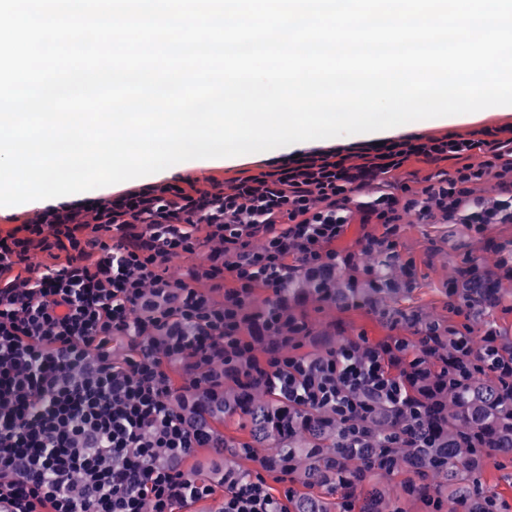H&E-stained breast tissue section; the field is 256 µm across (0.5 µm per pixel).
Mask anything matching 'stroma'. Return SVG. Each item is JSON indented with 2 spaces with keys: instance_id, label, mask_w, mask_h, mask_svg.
<instances>
[{
  "instance_id": "stroma-1",
  "label": "stroma",
  "mask_w": 512,
  "mask_h": 512,
  "mask_svg": "<svg viewBox=\"0 0 512 512\" xmlns=\"http://www.w3.org/2000/svg\"><path fill=\"white\" fill-rule=\"evenodd\" d=\"M512 122V106H493L477 112L418 120L380 131V138L410 133L440 134L449 130L461 132L482 127H497ZM296 145L279 147L267 153H250L221 162L191 160L178 173H166V180L175 176L206 177L212 169L223 168L225 177H234L237 170L263 158L285 157L296 153ZM402 259L412 261L413 277L409 291L395 303L399 310H418L428 314L448 312L446 288L456 279L465 257H475L486 268L498 269L502 260L512 257V224L491 225L483 234H475L462 224H405L398 237ZM308 317L315 333L308 345L323 352L338 348L349 337L362 334L379 340L391 332L388 323L367 308L342 310L308 304Z\"/></svg>"
}]
</instances>
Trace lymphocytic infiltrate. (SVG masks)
I'll list each match as a JSON object with an SVG mask.
<instances>
[{
	"label": "lymphocytic infiltrate",
	"instance_id": "f902f5d3",
	"mask_svg": "<svg viewBox=\"0 0 512 512\" xmlns=\"http://www.w3.org/2000/svg\"><path fill=\"white\" fill-rule=\"evenodd\" d=\"M454 160L453 173L421 188L392 183L409 162ZM207 188L186 177L136 185L108 196L59 201L0 228V501L12 512H176L213 489L184 468L196 449L215 447L179 407L249 349L241 327L266 313L248 306L257 289L274 305L296 270L349 269L339 248L349 225L362 251L396 257L401 224H462L483 233L512 224V123L484 131L405 134L313 148L259 164ZM491 185L494 199L479 195ZM213 249L189 278L170 275ZM262 238L261 247L251 245ZM66 261L25 275L30 253ZM458 316L449 368L505 369L495 331L481 349ZM127 347L115 359V344ZM428 343L360 335L318 355L295 343L267 351L256 368L293 403L345 417L370 402L402 404L409 371ZM181 364L183 384L168 366ZM224 512H283L262 475L234 482Z\"/></svg>",
	"mask_w": 512,
	"mask_h": 512
}]
</instances>
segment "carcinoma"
<instances>
[{
	"label": "carcinoma",
	"mask_w": 512,
	"mask_h": 512,
	"mask_svg": "<svg viewBox=\"0 0 512 512\" xmlns=\"http://www.w3.org/2000/svg\"><path fill=\"white\" fill-rule=\"evenodd\" d=\"M456 296L481 311L500 302L493 272L459 273ZM402 285L387 276L380 288H358L320 272H297L282 290L286 314L310 299L338 307L376 306L400 294ZM417 338L438 333L433 352L450 356L448 320L410 312ZM254 360H237V376H224V386L196 392L182 404L185 413L224 442L228 456L224 483L247 480L254 470L287 476L298 486L288 499L291 512H403L404 500L422 503L428 512H495L498 501L483 491L477 469L483 454L512 455V394L493 374L465 371L448 385L444 373L408 381L412 404L374 406L375 422L365 417L345 420L333 412L285 400L260 377L251 376ZM234 423L247 439L227 436L219 426ZM362 433L361 445L350 447L351 431ZM409 472L395 488L387 476Z\"/></svg>",
	"instance_id": "carcinoma-1"
}]
</instances>
